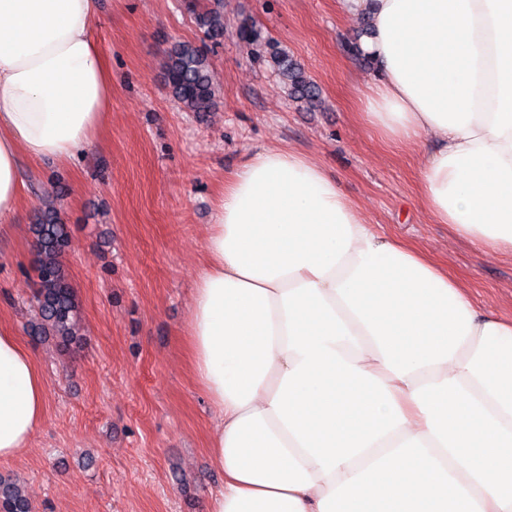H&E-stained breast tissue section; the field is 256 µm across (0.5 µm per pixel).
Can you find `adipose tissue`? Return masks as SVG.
I'll return each instance as SVG.
<instances>
[{
	"label": "adipose tissue",
	"instance_id": "adipose-tissue-1",
	"mask_svg": "<svg viewBox=\"0 0 512 512\" xmlns=\"http://www.w3.org/2000/svg\"><path fill=\"white\" fill-rule=\"evenodd\" d=\"M369 17L370 126L434 140L438 223L512 253V0H344ZM97 0H0V224L19 161L70 162L112 97ZM188 350L224 483L206 512H512V318L381 233L335 179L268 147L207 228ZM47 383L0 325V462L42 425Z\"/></svg>",
	"mask_w": 512,
	"mask_h": 512
}]
</instances>
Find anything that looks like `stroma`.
I'll list each match as a JSON object with an SVG mask.
<instances>
[{"mask_svg":"<svg viewBox=\"0 0 512 512\" xmlns=\"http://www.w3.org/2000/svg\"><path fill=\"white\" fill-rule=\"evenodd\" d=\"M220 2L224 40L206 46L213 111H183L164 85L170 45L200 38L188 0H98L93 31L112 69L107 122L69 164L20 162L28 189L15 223L0 224V324L33 354L47 403L28 448L0 462V474L24 480L35 512H204L222 476L185 332L214 207L264 148L323 165L370 223L448 266L481 310L512 316V255L482 253L437 223L419 197L418 148L383 142L362 116L374 75L347 47L365 41L366 19L343 0ZM245 24L302 64L321 109L289 97L272 62L240 35ZM34 184L65 188V263L83 334L66 348L27 333Z\"/></svg>","mask_w":512,"mask_h":512,"instance_id":"obj_1","label":"stroma"}]
</instances>
